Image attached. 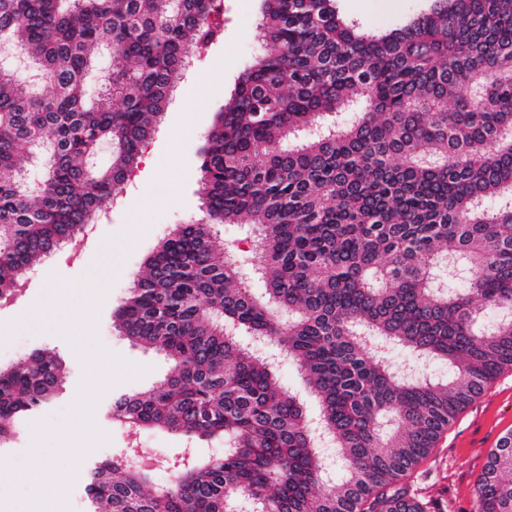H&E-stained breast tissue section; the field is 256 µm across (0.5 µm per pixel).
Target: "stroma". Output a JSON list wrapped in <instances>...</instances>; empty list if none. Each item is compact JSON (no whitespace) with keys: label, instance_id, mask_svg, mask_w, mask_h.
Listing matches in <instances>:
<instances>
[{"label":"stroma","instance_id":"stroma-1","mask_svg":"<svg viewBox=\"0 0 512 512\" xmlns=\"http://www.w3.org/2000/svg\"><path fill=\"white\" fill-rule=\"evenodd\" d=\"M428 0H338L342 13L369 32L395 25L419 12ZM258 0H224V34L197 58L181 81L163 116L157 134L142 153L135 176L125 185L122 203L108 210L95 225L90 244L77 252L43 261L23 291L10 302L0 303V366H10L37 349L54 350L66 370V394L46 411L44 418L62 422L79 396L85 376L79 350L65 337L29 326L6 335L5 324L31 312L47 289L66 293L67 301L58 320L67 322L74 309L91 306L97 313L96 339L109 352L141 368L140 376L110 387L97 402L93 418L107 442L91 448L75 464L74 483L68 495L70 512H87L84 483L88 467L95 461L126 450V434L112 426L106 412L112 397L122 391L149 387L163 380L168 371L165 357L132 345L115 329L112 313L126 296L145 256L156 246L157 225L172 228L187 219L201 220L197 183L200 179L204 135L216 111L234 87L239 73L256 52L255 27ZM151 188L157 201H137L144 188ZM112 252L111 262H102L99 250ZM98 282L104 294L90 299L85 285ZM512 432V368L506 369L458 416L403 484L408 493L427 503L430 512H478L477 480L488 463V455L500 439ZM179 445L175 435L144 430L139 449L145 465L155 467L166 478V460Z\"/></svg>","mask_w":512,"mask_h":512}]
</instances>
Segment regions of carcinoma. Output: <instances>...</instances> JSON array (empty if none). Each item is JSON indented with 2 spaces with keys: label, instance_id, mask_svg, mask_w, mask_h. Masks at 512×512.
I'll return each mask as SVG.
<instances>
[{
  "label": "carcinoma",
  "instance_id": "obj_1",
  "mask_svg": "<svg viewBox=\"0 0 512 512\" xmlns=\"http://www.w3.org/2000/svg\"><path fill=\"white\" fill-rule=\"evenodd\" d=\"M223 0H0V296L112 206L139 168L185 62L223 33ZM261 51L204 136L206 219L179 224L114 312L163 353L158 385L108 419L220 456L175 457L168 479L128 454L88 469L89 512H427L400 482L512 368V0H435L368 33L336 0H261ZM112 71L89 96L101 42ZM40 153L46 175L28 167ZM216 224H247L227 257ZM264 282L252 296L246 273ZM264 337L303 373L342 471L327 480L316 423ZM401 348L453 370L412 380ZM40 350L0 369V446L64 394ZM480 512H512V433L477 481Z\"/></svg>",
  "mask_w": 512,
  "mask_h": 512
}]
</instances>
